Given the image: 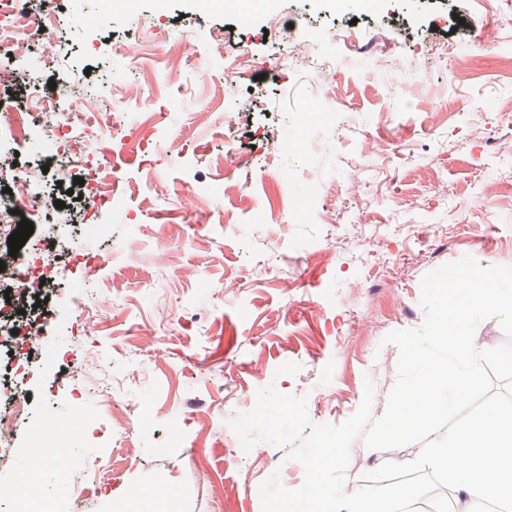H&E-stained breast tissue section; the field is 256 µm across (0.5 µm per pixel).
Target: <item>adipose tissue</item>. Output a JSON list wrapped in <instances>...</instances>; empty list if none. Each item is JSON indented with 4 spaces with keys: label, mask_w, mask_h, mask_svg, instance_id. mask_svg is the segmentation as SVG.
<instances>
[{
    "label": "adipose tissue",
    "mask_w": 512,
    "mask_h": 512,
    "mask_svg": "<svg viewBox=\"0 0 512 512\" xmlns=\"http://www.w3.org/2000/svg\"><path fill=\"white\" fill-rule=\"evenodd\" d=\"M468 507L495 503L512 512V414L491 412L450 432L431 457Z\"/></svg>",
    "instance_id": "adipose-tissue-1"
}]
</instances>
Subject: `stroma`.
<instances>
[{"mask_svg":"<svg viewBox=\"0 0 512 512\" xmlns=\"http://www.w3.org/2000/svg\"><path fill=\"white\" fill-rule=\"evenodd\" d=\"M458 6L464 22L448 21ZM272 13L241 0L235 13L207 0H123L111 19L98 18L97 0H31L33 16L59 14L73 27L92 28L95 48L63 31L40 32L55 44L53 65L20 71L0 86V102L28 107L32 90L51 95V83L71 81L101 104L115 82H132L149 62L168 71L165 45L190 43L189 65L174 83L145 88L131 114H116L122 142L134 113L155 118L138 130L155 151L152 170L127 161L124 182L134 187L125 206L102 211L95 223L78 219L61 231L80 248L104 255L95 268L55 256L51 308L60 327L77 320L84 289L102 277L123 292L105 309L107 327L73 340L71 362L86 355L121 376L131 359L152 368L156 383L137 381L128 397L134 448L99 419L97 436L73 425L75 414L98 417L97 392L71 393L77 381L60 363L38 354L24 387L33 418L51 417L42 442L60 451L55 430L69 432L72 467L91 457L120 460L119 480L105 494L60 487L46 478L42 494L59 507L77 500L78 512H127L133 493L165 486L173 493L163 512H262L261 484L279 474L295 489L304 468L274 471L268 459L290 447L266 442L243 450L228 421L251 411L260 390L307 399L316 424L352 416L372 380L371 412L381 417L397 379L395 330L421 325L422 278L469 256L512 267V28L493 50H479L478 0H274ZM301 28L319 58L335 68L318 89L279 59L289 46L282 33ZM353 32L354 47L338 41ZM223 55L210 54L213 35ZM455 55L441 58L444 47ZM241 59L232 85L224 83L228 58ZM249 101L240 110V101ZM208 121H199V113ZM316 115L323 135L313 149L299 147V131ZM184 151L173 158L169 149ZM245 159L234 177L243 193L224 190V174L211 168L225 145ZM53 156L12 144L0 146V191L14 170L39 174L44 192L56 186L43 167ZM181 189L170 206L183 216L179 236H163L152 211L139 210V188L150 176ZM168 249L177 278H151L158 247ZM171 314L157 343L131 353L134 330ZM206 414L211 441L197 438ZM346 490L363 486L366 473L387 462L414 460L419 445L364 452L352 445Z\"/></svg>","mask_w":512,"mask_h":512,"instance_id":"stroma-1","label":"stroma"}]
</instances>
